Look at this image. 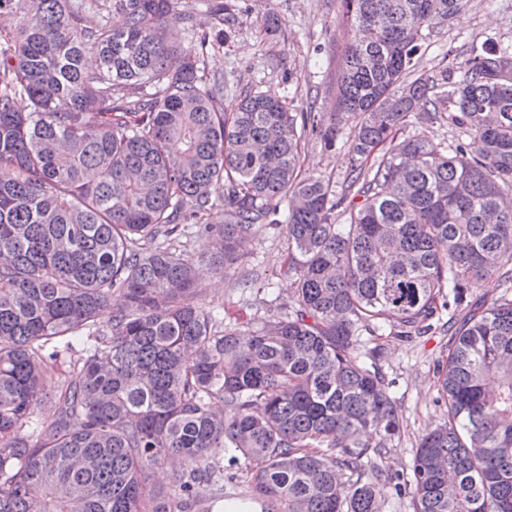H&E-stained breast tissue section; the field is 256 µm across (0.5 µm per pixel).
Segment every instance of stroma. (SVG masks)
Wrapping results in <instances>:
<instances>
[{"mask_svg":"<svg viewBox=\"0 0 512 512\" xmlns=\"http://www.w3.org/2000/svg\"><path fill=\"white\" fill-rule=\"evenodd\" d=\"M227 2L233 19L224 25V42L204 58L206 73L224 80L225 111H234L245 93L260 91L286 101L293 112H332L342 50L357 38L356 29L340 17L339 0ZM269 17L280 22L272 34L264 31ZM489 36L512 43V0H469L450 26L430 34L419 69L438 73L447 66L449 54L465 59L470 46ZM302 146L303 171L343 184L348 172L345 140L328 149L310 135ZM287 248L280 231L267 226L260 229L246 246L242 270L257 275L264 289L248 290L234 279L208 276L200 282L207 307L242 330L254 318L279 314L292 286L283 273ZM376 342L403 417L401 435L393 439L382 465L405 473L420 436L443 418L435 381L437 364L448 351V335L442 331L409 338L386 334Z\"/></svg>","mask_w":512,"mask_h":512,"instance_id":"obj_1","label":"stroma"}]
</instances>
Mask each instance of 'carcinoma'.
I'll return each mask as SVG.
<instances>
[{
	"instance_id": "1",
	"label": "carcinoma",
	"mask_w": 512,
	"mask_h": 512,
	"mask_svg": "<svg viewBox=\"0 0 512 512\" xmlns=\"http://www.w3.org/2000/svg\"><path fill=\"white\" fill-rule=\"evenodd\" d=\"M467 2L340 0L362 38L326 121L260 92L224 111L203 68L223 5L199 33L181 0H0V512H202L226 453L266 512H380L391 489L413 512H512V45L417 72L422 31ZM439 120L463 137L404 135ZM346 129L338 194L301 174V140ZM189 225L226 277L279 227L285 310L246 332L217 318ZM492 276L503 294L472 301ZM445 327L444 419L403 481L375 463L403 419L361 336Z\"/></svg>"
}]
</instances>
